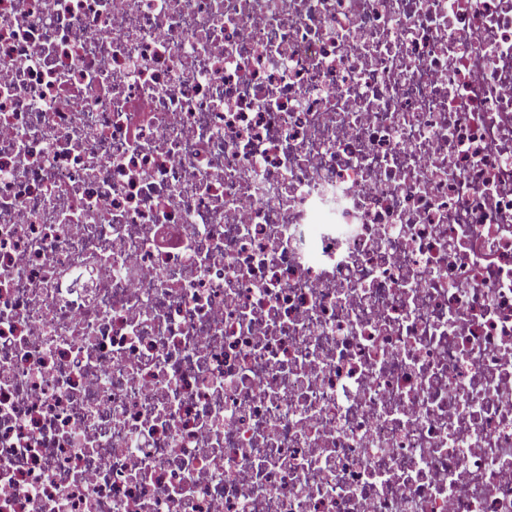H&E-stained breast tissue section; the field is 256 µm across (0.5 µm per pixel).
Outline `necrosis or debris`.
I'll use <instances>...</instances> for the list:
<instances>
[{
	"label": "necrosis or debris",
	"mask_w": 512,
	"mask_h": 512,
	"mask_svg": "<svg viewBox=\"0 0 512 512\" xmlns=\"http://www.w3.org/2000/svg\"><path fill=\"white\" fill-rule=\"evenodd\" d=\"M0 512H512V0H0Z\"/></svg>",
	"instance_id": "1"
}]
</instances>
